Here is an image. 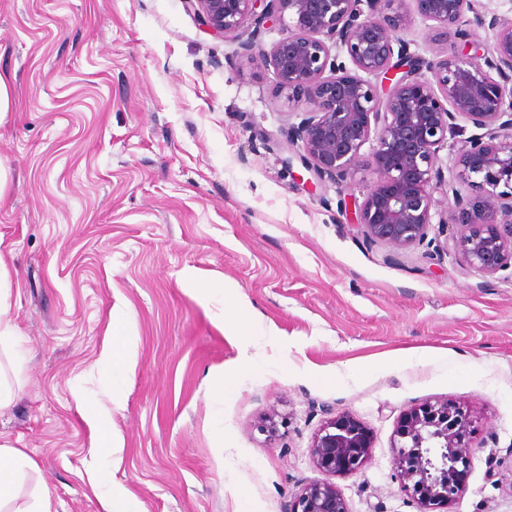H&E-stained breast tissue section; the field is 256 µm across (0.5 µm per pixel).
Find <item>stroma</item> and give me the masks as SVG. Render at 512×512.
Here are the masks:
<instances>
[{
	"mask_svg": "<svg viewBox=\"0 0 512 512\" xmlns=\"http://www.w3.org/2000/svg\"><path fill=\"white\" fill-rule=\"evenodd\" d=\"M236 48L196 0H0V256L25 351L0 444L34 462L13 512L44 488L57 512H102L97 470L143 512H287L321 477L309 449L332 412L373 434L371 463L335 479L351 512H420L392 470L397 421L444 397L475 421L449 512H512V272L366 242L340 203L363 199L368 174L303 186L283 134L301 107ZM188 274L233 291L202 301ZM116 318L139 343L106 459L81 405L106 392ZM405 348L433 357L393 365ZM222 372L234 390L219 398Z\"/></svg>",
	"mask_w": 512,
	"mask_h": 512,
	"instance_id": "35a3bbf8",
	"label": "stroma"
}]
</instances>
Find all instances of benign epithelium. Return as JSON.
Wrapping results in <instances>:
<instances>
[{
    "label": "benign epithelium",
    "mask_w": 512,
    "mask_h": 512,
    "mask_svg": "<svg viewBox=\"0 0 512 512\" xmlns=\"http://www.w3.org/2000/svg\"><path fill=\"white\" fill-rule=\"evenodd\" d=\"M202 24L217 35H240L239 53L273 68L280 90L305 105L286 129L312 187L367 171L370 189L353 201L352 224L365 240L394 251L424 249L439 262L444 246L429 237L437 204L438 233L456 227L464 265L493 275L512 268V21L491 17L474 0H196ZM494 31L491 47L470 54L453 44L426 59L403 38L413 15L440 34L467 41L466 13ZM292 24L270 48L260 41L283 14ZM380 79L376 85L369 80ZM454 166L469 193L448 192L440 150L465 128ZM372 143L369 155L362 148ZM472 420L448 398L407 409L400 417L392 468L400 489L421 507L441 512L466 491L473 465ZM373 434L353 414L327 418L310 446L324 478L297 492L288 512H350L331 478L365 468Z\"/></svg>",
    "instance_id": "7a95c632"
}]
</instances>
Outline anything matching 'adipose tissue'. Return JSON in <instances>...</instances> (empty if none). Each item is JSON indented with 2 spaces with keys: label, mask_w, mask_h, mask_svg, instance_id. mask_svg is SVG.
Wrapping results in <instances>:
<instances>
[{
  "label": "adipose tissue",
  "mask_w": 512,
  "mask_h": 512,
  "mask_svg": "<svg viewBox=\"0 0 512 512\" xmlns=\"http://www.w3.org/2000/svg\"><path fill=\"white\" fill-rule=\"evenodd\" d=\"M12 289L4 262L0 261V408L9 406L20 391L18 375L22 356L16 348V328L10 317ZM137 336L119 321L112 324V345L106 350L98 374L111 389L107 399L94 400L83 405L85 420L97 432L99 454L108 455L118 449L112 431V407L122 398L125 381L133 370L137 358ZM32 460L22 451L0 445V512H5L15 497L17 485Z\"/></svg>",
  "instance_id": "ef3b65f1"
}]
</instances>
